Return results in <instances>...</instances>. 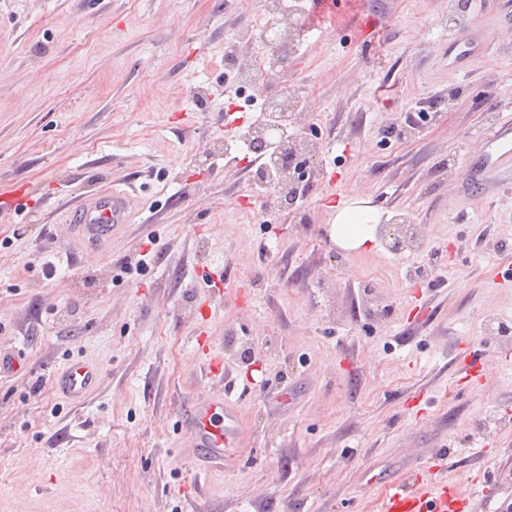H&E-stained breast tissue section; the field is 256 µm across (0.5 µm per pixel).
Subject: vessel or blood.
I'll list each match as a JSON object with an SVG mask.
<instances>
[{
    "mask_svg": "<svg viewBox=\"0 0 512 512\" xmlns=\"http://www.w3.org/2000/svg\"><path fill=\"white\" fill-rule=\"evenodd\" d=\"M494 169L512 172V118L494 131L464 177L470 182L482 181ZM134 204L128 191L112 188L67 207L65 222L80 240L102 247L111 242L120 225L129 222ZM98 378L99 371L92 363L74 358L56 371L54 386L60 397L76 401L89 393ZM235 389L230 381L225 383L223 395L196 394L178 402L180 427L195 448L201 469L223 466L237 454L239 417L231 399ZM384 485L379 512H461L464 506L462 492L455 486L432 489L419 478L408 483L390 476L385 477Z\"/></svg>",
    "mask_w": 512,
    "mask_h": 512,
    "instance_id": "vessel-or-blood-1",
    "label": "vessel or blood"
}]
</instances>
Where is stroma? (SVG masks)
<instances>
[{
	"instance_id": "1",
	"label": "stroma",
	"mask_w": 512,
	"mask_h": 512,
	"mask_svg": "<svg viewBox=\"0 0 512 512\" xmlns=\"http://www.w3.org/2000/svg\"><path fill=\"white\" fill-rule=\"evenodd\" d=\"M454 2L339 0L347 26L301 31L278 79L301 102L289 134L319 136L282 211L253 190L244 141L265 115L224 63L261 0H0V200L29 196L0 209V348L24 354L0 379V512H377L398 471L506 512L512 184L460 175L512 116V28L503 0ZM464 21L485 52L456 71ZM112 186L133 217L89 249L64 211ZM357 204L417 246L337 247L335 208ZM208 354L223 376L201 378ZM71 357L100 369L77 404L52 383ZM228 376L241 451L204 475L176 403Z\"/></svg>"
}]
</instances>
